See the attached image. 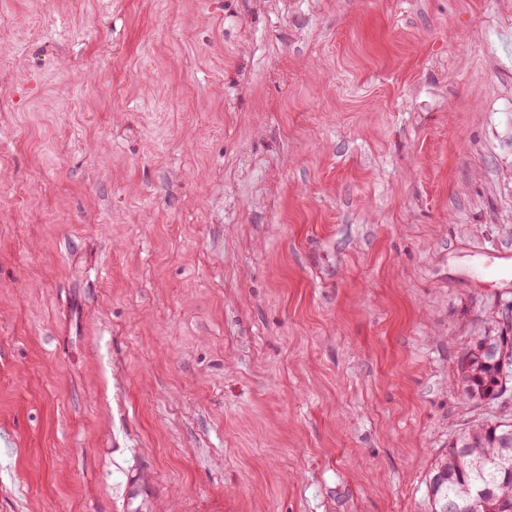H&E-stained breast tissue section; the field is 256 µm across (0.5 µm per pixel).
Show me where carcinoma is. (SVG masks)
<instances>
[{
  "label": "carcinoma",
  "mask_w": 512,
  "mask_h": 512,
  "mask_svg": "<svg viewBox=\"0 0 512 512\" xmlns=\"http://www.w3.org/2000/svg\"><path fill=\"white\" fill-rule=\"evenodd\" d=\"M497 339L512 357V323L495 325L473 338L454 363V377L465 400L475 404L502 401V383L512 388V360L504 364L483 353L485 341ZM512 420L488 418L456 439L437 460L426 479L431 512H512ZM487 488L490 495L478 504L474 493Z\"/></svg>",
  "instance_id": "carcinoma-1"
}]
</instances>
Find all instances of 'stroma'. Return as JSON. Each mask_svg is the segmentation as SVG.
<instances>
[{"label": "stroma", "mask_w": 512, "mask_h": 512, "mask_svg": "<svg viewBox=\"0 0 512 512\" xmlns=\"http://www.w3.org/2000/svg\"><path fill=\"white\" fill-rule=\"evenodd\" d=\"M0 512H431L512 301V0H0ZM501 343L510 356V361L501 364L495 356L497 346L488 341L496 339ZM466 364V371L460 373L461 365ZM454 377L465 400L475 404H494L503 401L499 392L503 381L511 388L506 395H512V322L495 320V325L484 329L480 336H475L469 346L457 357L454 363Z\"/></svg>", "instance_id": "stroma-1"}]
</instances>
